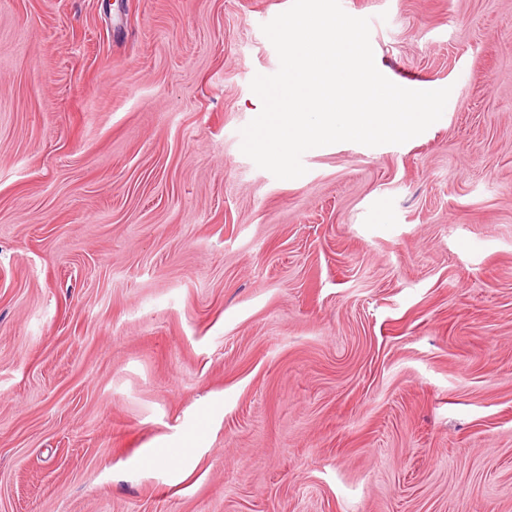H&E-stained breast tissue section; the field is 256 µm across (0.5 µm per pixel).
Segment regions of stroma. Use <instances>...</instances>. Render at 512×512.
I'll return each mask as SVG.
<instances>
[{
	"instance_id": "1",
	"label": "stroma",
	"mask_w": 512,
	"mask_h": 512,
	"mask_svg": "<svg viewBox=\"0 0 512 512\" xmlns=\"http://www.w3.org/2000/svg\"><path fill=\"white\" fill-rule=\"evenodd\" d=\"M291 4L0 0V512H512V0H350L447 110L280 180Z\"/></svg>"
}]
</instances>
